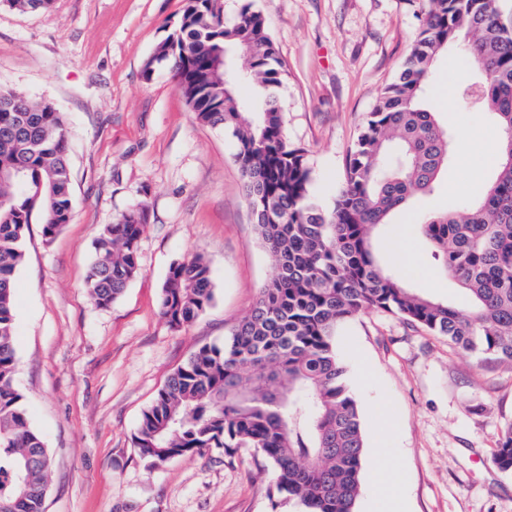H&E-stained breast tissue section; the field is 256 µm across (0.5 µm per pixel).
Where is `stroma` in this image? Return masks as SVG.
<instances>
[{"label":"stroma","mask_w":512,"mask_h":512,"mask_svg":"<svg viewBox=\"0 0 512 512\" xmlns=\"http://www.w3.org/2000/svg\"><path fill=\"white\" fill-rule=\"evenodd\" d=\"M187 0H52L22 13L0 0V86L62 112L69 134L72 217L53 237L25 233L15 277L14 385L51 459L45 512H300L272 506V470L251 448L206 449L151 469L135 446L144 412L201 346H223L273 273L235 161L237 144L197 120L168 69L146 72ZM225 22L261 12L284 70L278 90L290 145L305 150L310 191L330 208L345 158L421 25L420 0H222ZM459 52L440 54L429 97L442 122L478 138L487 112L459 110ZM493 158L454 159L427 209L473 198ZM145 208L141 272L106 307L85 281L103 228ZM402 239L411 287L455 301L416 214L379 228L391 261ZM210 263L212 305L174 330L160 314L170 266ZM360 406L367 450L405 512H512V473L494 455L512 423V364L465 352L401 317L369 309L334 338Z\"/></svg>","instance_id":"1"}]
</instances>
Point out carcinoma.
<instances>
[{"mask_svg":"<svg viewBox=\"0 0 512 512\" xmlns=\"http://www.w3.org/2000/svg\"><path fill=\"white\" fill-rule=\"evenodd\" d=\"M22 12L52 0H6ZM423 20L409 56L368 113L346 159L343 183L325 211L310 195L305 150L288 145L273 91L281 63L263 15L244 6L227 26L216 0H189L178 27L160 44L157 63L173 72L197 119L229 131L260 241L274 272L224 340L203 346L168 378L135 437L152 467L204 448L230 456L252 448L274 471L268 490L303 512H355L365 436L360 406L336 354V327L367 309L420 325L466 351L512 363V27L498 0H422ZM460 47L461 102L478 103L501 134L494 176L476 199L420 224L432 257L461 289L464 305L407 285L376 252L373 233L413 201L431 194L460 152L424 97L435 58ZM244 52L238 81L253 84L254 111L243 112L221 59ZM19 112L0 108V512H44L50 457L30 426L13 385L16 369L15 274L34 211L54 235L72 212L68 129L52 104L0 88ZM146 211L124 214L96 242L87 277L91 300L112 304L138 275ZM209 262L173 263L160 311L182 329L214 301ZM494 462L512 472V423Z\"/></svg>","mask_w":512,"mask_h":512,"instance_id":"1","label":"carcinoma"}]
</instances>
